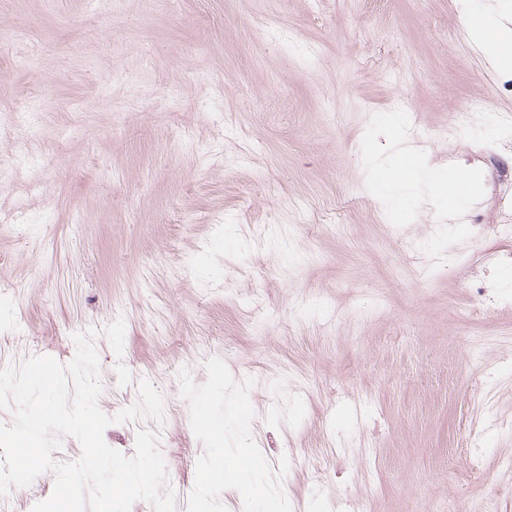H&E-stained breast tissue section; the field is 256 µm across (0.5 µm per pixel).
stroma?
Wrapping results in <instances>:
<instances>
[{"mask_svg":"<svg viewBox=\"0 0 512 512\" xmlns=\"http://www.w3.org/2000/svg\"><path fill=\"white\" fill-rule=\"evenodd\" d=\"M1 28L0 106L50 102L0 185L1 366L93 331L104 413L163 398L104 440L158 432L176 512H512V70L467 0H0ZM474 99L493 132H450ZM402 156L472 181L455 223L392 211ZM228 452L256 495L196 485Z\"/></svg>","mask_w":512,"mask_h":512,"instance_id":"1","label":"stroma"}]
</instances>
